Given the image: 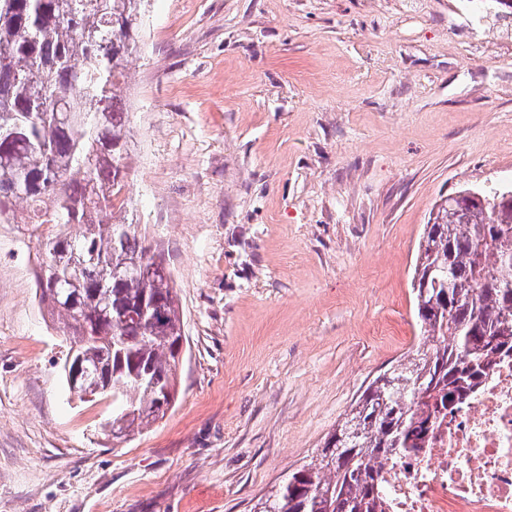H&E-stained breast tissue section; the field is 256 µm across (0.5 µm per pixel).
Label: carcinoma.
Segmentation results:
<instances>
[{
  "instance_id": "obj_1",
  "label": "carcinoma",
  "mask_w": 512,
  "mask_h": 512,
  "mask_svg": "<svg viewBox=\"0 0 512 512\" xmlns=\"http://www.w3.org/2000/svg\"><path fill=\"white\" fill-rule=\"evenodd\" d=\"M148 6L0 0V223L40 232L42 299L86 355L85 380L68 390L112 398L103 431L117 442L165 416L183 342L164 250L127 217L130 121L114 93ZM507 194L465 188L433 206L412 278L421 341L252 512H376L379 467L512 352V282L493 277L512 259Z\"/></svg>"
}]
</instances>
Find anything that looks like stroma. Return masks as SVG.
Here are the masks:
<instances>
[{"label":"stroma","mask_w":512,"mask_h":512,"mask_svg":"<svg viewBox=\"0 0 512 512\" xmlns=\"http://www.w3.org/2000/svg\"><path fill=\"white\" fill-rule=\"evenodd\" d=\"M498 0H151L122 98L179 396L126 442L71 399L32 225L0 224V512H251L419 342L428 214L512 183Z\"/></svg>","instance_id":"1"}]
</instances>
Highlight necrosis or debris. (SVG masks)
<instances>
[{
    "mask_svg": "<svg viewBox=\"0 0 512 512\" xmlns=\"http://www.w3.org/2000/svg\"><path fill=\"white\" fill-rule=\"evenodd\" d=\"M381 472L378 512H512V356Z\"/></svg>",
    "mask_w": 512,
    "mask_h": 512,
    "instance_id": "obj_1",
    "label": "necrosis or debris"
}]
</instances>
